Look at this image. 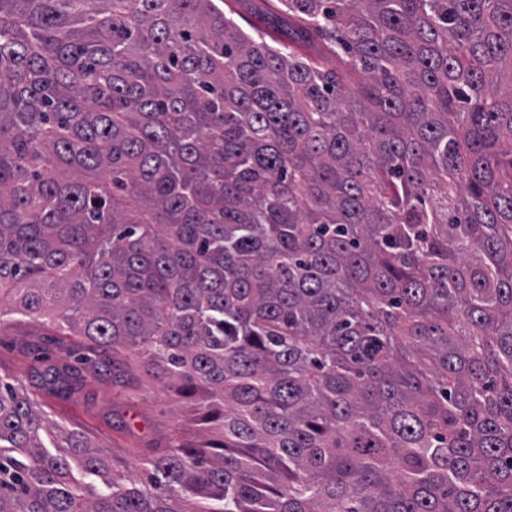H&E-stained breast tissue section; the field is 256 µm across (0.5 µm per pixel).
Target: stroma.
<instances>
[{"mask_svg": "<svg viewBox=\"0 0 512 512\" xmlns=\"http://www.w3.org/2000/svg\"><path fill=\"white\" fill-rule=\"evenodd\" d=\"M55 329L18 321L0 331V375L19 380L40 394V380L27 343L45 351L56 349ZM122 368L112 367V354L81 362L87 379L82 391L67 400L42 396L41 407L51 423L80 430L122 472L135 471L177 438H193L190 402L165 388L130 352L121 355Z\"/></svg>", "mask_w": 512, "mask_h": 512, "instance_id": "stroma-1", "label": "stroma"}]
</instances>
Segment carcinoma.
Listing matches in <instances>:
<instances>
[{
  "mask_svg": "<svg viewBox=\"0 0 512 512\" xmlns=\"http://www.w3.org/2000/svg\"><path fill=\"white\" fill-rule=\"evenodd\" d=\"M234 2L0 0V328L200 426L116 473L0 376V512H512V0Z\"/></svg>",
  "mask_w": 512,
  "mask_h": 512,
  "instance_id": "carcinoma-1",
  "label": "carcinoma"
}]
</instances>
